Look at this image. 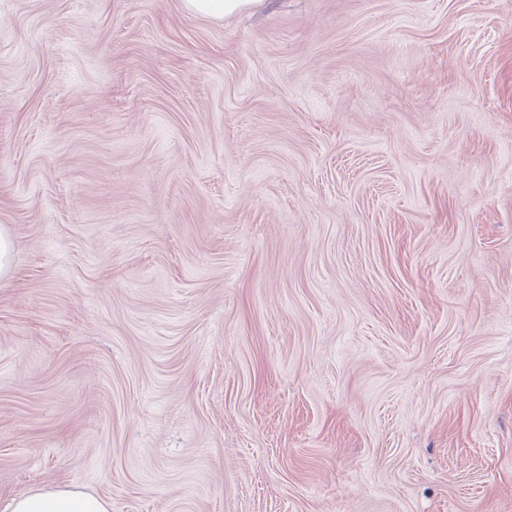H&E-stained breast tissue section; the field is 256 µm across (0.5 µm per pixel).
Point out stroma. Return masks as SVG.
I'll return each instance as SVG.
<instances>
[{
    "label": "stroma",
    "mask_w": 512,
    "mask_h": 512,
    "mask_svg": "<svg viewBox=\"0 0 512 512\" xmlns=\"http://www.w3.org/2000/svg\"><path fill=\"white\" fill-rule=\"evenodd\" d=\"M0 503L512 512V0H0ZM262 0H183L184 8L199 16L223 19L257 6ZM10 512H109L108 503L78 488L46 487L11 499Z\"/></svg>",
    "instance_id": "1"
}]
</instances>
